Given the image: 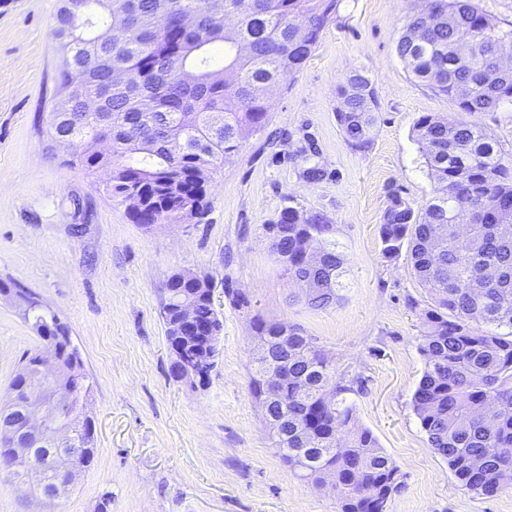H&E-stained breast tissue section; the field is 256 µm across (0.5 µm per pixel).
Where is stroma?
Wrapping results in <instances>:
<instances>
[{
    "instance_id": "stroma-1",
    "label": "stroma",
    "mask_w": 512,
    "mask_h": 512,
    "mask_svg": "<svg viewBox=\"0 0 512 512\" xmlns=\"http://www.w3.org/2000/svg\"><path fill=\"white\" fill-rule=\"evenodd\" d=\"M60 5L0 0V408L23 359L43 349L16 300L21 288L57 315L81 353L95 454L58 501L0 471V512H337L331 480H303L277 454L252 394L259 319L300 328L351 384L358 424L405 476L386 512H512V483L491 497L469 492L430 447L412 408L424 368L417 311L430 298L409 250L381 254L389 190L417 209L432 192L414 123L458 110L456 98L409 76L396 53L409 0H341L308 59L271 92L266 128L209 186L201 223L149 229L48 147ZM357 69L378 100L364 148L336 118L338 88ZM462 118L512 154V104ZM311 166L320 180L305 178ZM291 201L334 225L345 274L330 307H311L271 253L265 226ZM182 271L215 281L224 320L215 366L200 382L172 375L161 317L166 284Z\"/></svg>"
}]
</instances>
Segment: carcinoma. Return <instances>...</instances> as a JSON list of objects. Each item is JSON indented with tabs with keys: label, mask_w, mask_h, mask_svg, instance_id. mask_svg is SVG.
<instances>
[{
	"label": "carcinoma",
	"mask_w": 512,
	"mask_h": 512,
	"mask_svg": "<svg viewBox=\"0 0 512 512\" xmlns=\"http://www.w3.org/2000/svg\"><path fill=\"white\" fill-rule=\"evenodd\" d=\"M208 3L86 0L77 21L63 6L57 14L55 36L71 62L60 70L58 94L72 101L57 132L73 137L71 162L87 176L112 174L103 186L110 198L139 200L141 208L130 207L137 224L204 218L214 175L269 120L268 89L297 71L340 7V0H224V14L234 19L226 27L215 22ZM187 13L195 15L191 27L183 24ZM111 24L127 29L125 40L110 39ZM461 31L470 34L462 51L455 45ZM504 42L512 43V25H499L474 0H426L406 16L396 52L416 81L447 97L461 93L463 112H485L512 101V68L497 59ZM88 56L97 57L91 70L82 68ZM84 94L104 97V112L112 116L107 153L97 146L101 120L82 108ZM339 97L336 117L346 139L366 147L378 109L371 78L350 72ZM412 134L433 190L420 210L391 191L380 234L388 259L410 248L414 275L432 300L419 312L424 369L413 410L457 482L490 497L500 482L512 481V160L480 128L446 113L421 116ZM468 218L472 232L463 237L457 225ZM266 230L291 279L323 284L308 291V303H336L345 259L329 240L331 220L288 205ZM214 290L206 278L166 293V339L185 332L184 307L202 329L183 343L188 357L203 353L207 330L223 331ZM31 313L44 349L60 359L65 390L84 376L80 353L74 345L64 351L61 336L69 330L56 315L36 307ZM256 330L287 337L284 345L272 344L265 368L255 366L258 399V378L296 353L310 354L314 387L299 394L290 382L288 399L261 405L288 436L276 440L284 462L316 482L332 477L339 512H385L404 475L357 424L343 397L351 386L333 381L330 361L299 328L260 321Z\"/></svg>",
	"instance_id": "cac0c4a2"
}]
</instances>
